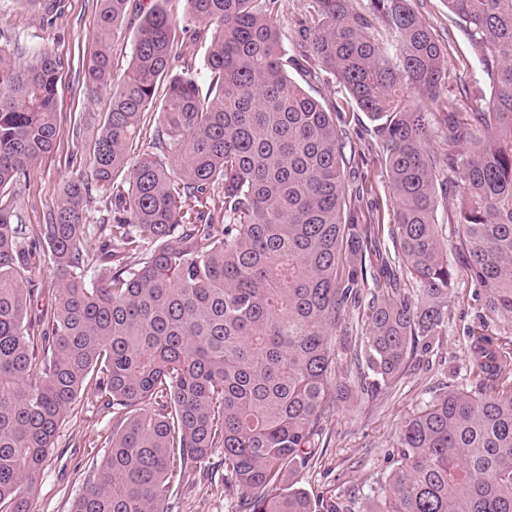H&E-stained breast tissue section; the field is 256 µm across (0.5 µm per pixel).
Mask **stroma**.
<instances>
[{"instance_id":"35a3bbf8","label":"stroma","mask_w":512,"mask_h":512,"mask_svg":"<svg viewBox=\"0 0 512 512\" xmlns=\"http://www.w3.org/2000/svg\"><path fill=\"white\" fill-rule=\"evenodd\" d=\"M421 20L436 35L448 55L453 92L431 105L434 117L429 142L432 150L448 151L446 112H465L472 100L461 97L460 87L487 90L483 68L454 22L447 0H412ZM98 5L96 0H57L52 13L22 7L17 0H0V44L16 41L43 44L61 58L57 94L59 135L52 150L18 186L15 205L24 224L44 223L45 214L56 203L64 181L76 176L74 157H87L88 145L100 129L107 109V92L93 94L85 89V76L93 52V35ZM289 76L325 108L336 111V127L343 136L348 192L359 193L358 205L364 218H376L384 227L382 239L392 245L396 233L397 202L380 159L383 142L366 113L350 102L342 86L327 73L310 79L298 69ZM81 125L85 139L72 138L73 125ZM437 220L448 246V263L455 271L454 288L448 298V315L441 329L438 348L424 361L411 362L408 371L381 393L362 394L358 381L367 374L364 361L355 360L351 345L365 343L366 317L347 311L336 329V372L349 385L344 397L334 401L320 438L322 453L312 465L290 474L289 482L306 489L316 499H345L367 490L391 468L389 451L395 448L401 423L409 415L431 404L450 386L468 383L465 355L469 332L487 321L491 333L512 334V322L485 317L482 289L467 277L465 258L457 247L453 212L446 198L439 199ZM112 427L99 412L94 397L83 396L79 413L68 418L59 430L57 446L37 482L35 512H70L94 466L106 450L100 436ZM217 458L197 469L192 482L173 487L172 512H245L238 496L224 488L223 471Z\"/></svg>"}]
</instances>
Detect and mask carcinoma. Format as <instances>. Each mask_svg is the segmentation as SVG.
Masks as SVG:
<instances>
[{"label": "carcinoma", "mask_w": 512, "mask_h": 512, "mask_svg": "<svg viewBox=\"0 0 512 512\" xmlns=\"http://www.w3.org/2000/svg\"><path fill=\"white\" fill-rule=\"evenodd\" d=\"M278 0H187L205 24L199 88L162 8L97 0L89 91H110L89 173L63 183L45 223H17L0 195V512H33L61 423L85 394L110 415L107 454L71 512H170L169 492L221 451L246 512H512V337L469 332L471 389L443 392L399 429L383 480L346 501L281 484L315 458L331 398L332 330L368 302L361 377L377 394L434 350L454 274L436 222L439 170L457 174L458 239L493 316L512 320V0H448L490 95L447 116L451 149L428 147L413 103L448 91V62L411 0H308L297 47L376 122L398 200L395 260L378 227L344 220L332 113L288 75ZM140 17L114 82L111 38ZM62 62L0 47V189L54 146ZM159 107L158 125L149 110ZM138 155L134 167L130 156ZM105 199L88 220L92 194ZM97 239L88 248L87 239ZM57 274L48 307L31 279ZM419 284L413 300L401 276Z\"/></svg>", "instance_id": "obj_1"}]
</instances>
